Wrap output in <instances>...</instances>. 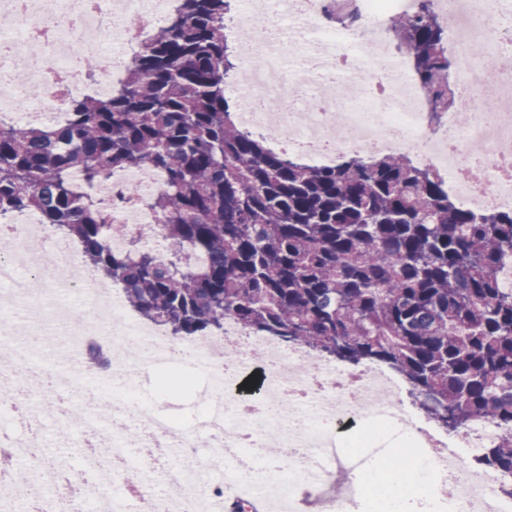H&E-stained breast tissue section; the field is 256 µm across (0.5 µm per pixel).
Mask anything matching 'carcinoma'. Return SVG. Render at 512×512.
Listing matches in <instances>:
<instances>
[{
    "label": "carcinoma",
    "mask_w": 512,
    "mask_h": 512,
    "mask_svg": "<svg viewBox=\"0 0 512 512\" xmlns=\"http://www.w3.org/2000/svg\"><path fill=\"white\" fill-rule=\"evenodd\" d=\"M231 2L177 0L121 87L70 98L66 123H0V216L37 213L81 246L76 273L119 283L173 336H205L228 312L317 356L387 366L439 427L509 432L482 463L512 474V292L495 278L512 259V210L468 212L403 154L312 167L244 133L224 98ZM392 33L436 94L449 62L431 0ZM141 164L165 177L144 201L164 258L135 240L112 250L110 207L73 184Z\"/></svg>",
    "instance_id": "obj_1"
}]
</instances>
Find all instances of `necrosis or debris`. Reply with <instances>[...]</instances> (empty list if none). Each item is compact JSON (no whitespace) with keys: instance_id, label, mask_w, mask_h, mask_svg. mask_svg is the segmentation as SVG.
I'll return each instance as SVG.
<instances>
[{"instance_id":"1","label":"necrosis or debris","mask_w":512,"mask_h":512,"mask_svg":"<svg viewBox=\"0 0 512 512\" xmlns=\"http://www.w3.org/2000/svg\"><path fill=\"white\" fill-rule=\"evenodd\" d=\"M447 20L448 105L438 107L420 89L409 61L388 45L393 19L414 11L417 0H292L298 16L287 39L270 0H241L238 23L251 42L239 59V79L225 91L239 104L248 129H274L288 150L314 167L333 166L348 156L401 153L417 166L442 171L450 195L465 209L483 214L512 209V179L500 173L512 158V75L496 64L512 44L499 24L500 0H436ZM173 0H0V117L43 126L66 119L70 95L99 93L120 82L126 58L146 45L153 29L172 11ZM363 51L365 63L346 73L339 62ZM99 62L95 80L83 64ZM364 104L361 112L337 117L339 103ZM162 177L148 167L125 168L111 185L98 188L112 203V245L137 239L157 254L166 251L157 217L124 200L134 185L140 197L155 194ZM46 232L35 215L15 225L9 255L0 257V281L26 287L46 281V299L68 320V294L81 296L88 313L66 329L83 341L103 334L105 322L121 331L112 358L122 381L101 387L96 398L80 389L86 367H68L54 379L49 411L65 431L83 435L80 468L46 463L43 428L11 391L12 369L33 373L28 337L32 324L0 319V410L24 437L0 432V512H57L58 504L82 512L97 501L104 484L151 487L148 470L159 471L164 489H153L155 512H203L207 500L225 489H259L264 499L293 503L308 490L309 512H358L366 487L358 475L382 448L351 453V427L375 425L406 437L424 450L432 473L430 489L444 512H512V479L482 467L480 451L499 439L498 429L478 423L452 435L432 436L412 414L402 383L391 370L366 362L346 370L300 346L270 337L251 338L232 315L224 332L184 346L209 379L208 406L199 432L175 429L160 414V403L134 395L140 372L170 366L175 349L166 332L141 326L123 312L121 289L103 287L87 274L69 282L47 279L37 252ZM111 404L107 422L95 420L101 401ZM205 437L212 455H224V482L207 476L195 453ZM270 448L295 449L299 463L269 464ZM26 463L37 483L52 495L33 494L32 485L12 479L9 470Z\"/></svg>"}]
</instances>
